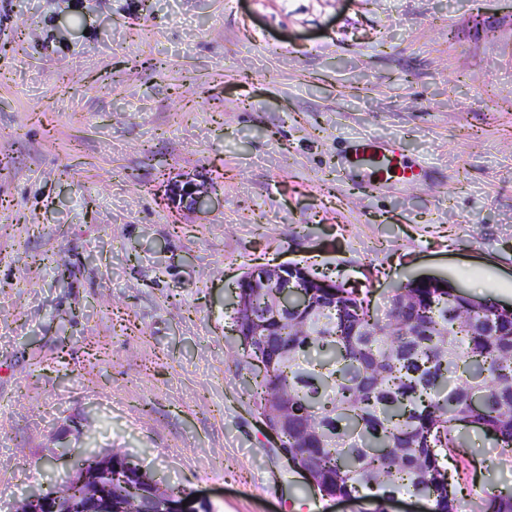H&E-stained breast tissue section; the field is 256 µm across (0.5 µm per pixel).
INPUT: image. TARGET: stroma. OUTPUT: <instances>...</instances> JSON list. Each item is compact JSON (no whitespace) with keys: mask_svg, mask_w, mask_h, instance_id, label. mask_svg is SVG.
<instances>
[{"mask_svg":"<svg viewBox=\"0 0 512 512\" xmlns=\"http://www.w3.org/2000/svg\"><path fill=\"white\" fill-rule=\"evenodd\" d=\"M362 134L420 176L361 186ZM287 262L512 304V0H0V507L117 451L216 512H359L233 372L235 283ZM459 434L477 512L512 452Z\"/></svg>","mask_w":512,"mask_h":512,"instance_id":"1","label":"stroma"}]
</instances>
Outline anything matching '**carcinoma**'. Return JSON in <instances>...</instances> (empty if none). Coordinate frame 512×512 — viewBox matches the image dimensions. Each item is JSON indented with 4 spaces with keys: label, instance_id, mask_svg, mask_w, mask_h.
Masks as SVG:
<instances>
[{
    "label": "carcinoma",
    "instance_id": "carcinoma-1",
    "mask_svg": "<svg viewBox=\"0 0 512 512\" xmlns=\"http://www.w3.org/2000/svg\"><path fill=\"white\" fill-rule=\"evenodd\" d=\"M382 314L393 317L396 333L381 324ZM266 330L232 337L241 350L235 375L255 416L266 413L269 392L284 390L288 426L267 421L324 497L385 512L386 502L408 495L426 512H458L460 472H449L447 461L462 447L459 423L512 451V313L491 302L446 280L410 281L379 312L338 281L313 289L304 329L271 322ZM254 358L265 371L249 380ZM371 364L379 365L374 374ZM112 474L114 512L132 500L165 512L188 494L170 485L158 497L151 473L119 452ZM479 512H512V490L485 494Z\"/></svg>",
    "mask_w": 512,
    "mask_h": 512
}]
</instances>
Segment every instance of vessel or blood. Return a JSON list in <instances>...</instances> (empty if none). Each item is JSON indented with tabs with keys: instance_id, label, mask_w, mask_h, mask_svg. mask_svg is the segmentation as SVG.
Masks as SVG:
<instances>
[{
	"instance_id": "b4317fda",
	"label": "vessel or blood",
	"mask_w": 512,
	"mask_h": 512,
	"mask_svg": "<svg viewBox=\"0 0 512 512\" xmlns=\"http://www.w3.org/2000/svg\"><path fill=\"white\" fill-rule=\"evenodd\" d=\"M347 169L365 173L367 185L401 183L409 178L412 170L392 141L363 138L351 144L344 157Z\"/></svg>"
}]
</instances>
